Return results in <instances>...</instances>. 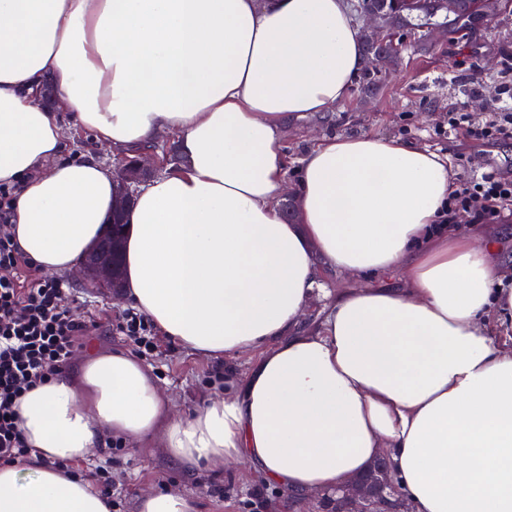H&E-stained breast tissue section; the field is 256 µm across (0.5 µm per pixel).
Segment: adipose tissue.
<instances>
[{
    "label": "adipose tissue",
    "instance_id": "obj_1",
    "mask_svg": "<svg viewBox=\"0 0 512 512\" xmlns=\"http://www.w3.org/2000/svg\"><path fill=\"white\" fill-rule=\"evenodd\" d=\"M364 66L346 0H0V185L18 247L65 275L112 219V171L66 157L37 100L49 83L113 152L162 132L178 144L181 165L126 213L125 302L185 350L255 357L176 417L141 359L89 351L20 398L36 464L0 465V512H111L55 467L107 434L192 471L245 460L293 494L336 491L385 453L410 512H512V289L494 238L441 221L447 158L324 137L287 182L289 121L335 111ZM323 266L363 285L308 325ZM392 273L403 287L366 284Z\"/></svg>",
    "mask_w": 512,
    "mask_h": 512
}]
</instances>
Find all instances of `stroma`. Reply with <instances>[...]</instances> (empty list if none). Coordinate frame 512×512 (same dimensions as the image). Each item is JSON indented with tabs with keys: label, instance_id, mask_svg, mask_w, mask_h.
Masks as SVG:
<instances>
[{
	"label": "stroma",
	"instance_id": "obj_1",
	"mask_svg": "<svg viewBox=\"0 0 512 512\" xmlns=\"http://www.w3.org/2000/svg\"><path fill=\"white\" fill-rule=\"evenodd\" d=\"M408 35L401 53L385 66L386 75L373 94L352 88L335 112L293 120L283 139L291 164L289 182H296L300 157L319 136L370 134L395 138L445 155L454 176L469 170H493L512 177V139L493 145L456 134L441 135L448 109L466 100L471 119L485 121L505 83L512 81V19L500 17L473 24L466 30L447 26L431 39L429 50L416 46ZM481 76L483 90L469 92L472 76ZM71 307L82 316L119 318L127 306L111 295L97 293L68 274ZM143 360L150 365L172 400V412L183 417L207 397L223 392L224 371L243 374L251 357L227 360L207 358L185 350L163 336ZM112 482L120 492V512H136L139 499L155 490L176 489L191 495L199 512H327L310 495H294L265 483L247 462L227 463L202 471H188L160 448H124L112 465ZM223 487V497L212 496L209 485ZM263 497H255V489Z\"/></svg>",
	"mask_w": 512,
	"mask_h": 512
}]
</instances>
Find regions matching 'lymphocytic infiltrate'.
Returning <instances> with one entry per match:
<instances>
[{
    "instance_id": "lymphocytic-infiltrate-1",
    "label": "lymphocytic infiltrate",
    "mask_w": 512,
    "mask_h": 512,
    "mask_svg": "<svg viewBox=\"0 0 512 512\" xmlns=\"http://www.w3.org/2000/svg\"><path fill=\"white\" fill-rule=\"evenodd\" d=\"M493 119L472 121L465 103L448 113L449 130H463L471 140L492 144L512 136V95L499 98ZM12 194L0 187V464L27 462L31 450L19 427L15 403L38 383L69 368L101 320L71 313L68 286L37 276L33 260L17 246L10 216ZM492 223L512 213V180L492 172H470L448 198L446 223L459 211Z\"/></svg>"
}]
</instances>
